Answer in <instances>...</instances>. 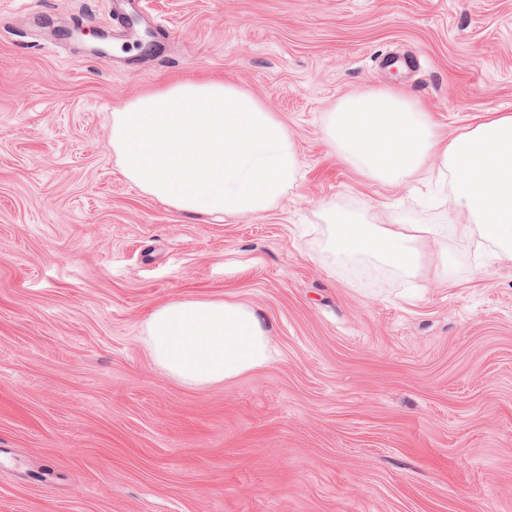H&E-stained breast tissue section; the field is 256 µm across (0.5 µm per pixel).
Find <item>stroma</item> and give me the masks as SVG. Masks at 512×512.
Returning <instances> with one entry per match:
<instances>
[{
  "instance_id": "stroma-1",
  "label": "stroma",
  "mask_w": 512,
  "mask_h": 512,
  "mask_svg": "<svg viewBox=\"0 0 512 512\" xmlns=\"http://www.w3.org/2000/svg\"><path fill=\"white\" fill-rule=\"evenodd\" d=\"M0 0V512H512V263L454 244L447 277L321 253L325 202L444 224L324 133L391 89L455 135L512 112V0ZM237 85L291 133L301 177L214 221L122 173L112 112L162 86ZM230 297L276 359L205 389L140 325Z\"/></svg>"
}]
</instances>
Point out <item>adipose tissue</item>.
<instances>
[{"instance_id":"adipose-tissue-1","label":"adipose tissue","mask_w":512,"mask_h":512,"mask_svg":"<svg viewBox=\"0 0 512 512\" xmlns=\"http://www.w3.org/2000/svg\"><path fill=\"white\" fill-rule=\"evenodd\" d=\"M324 132L337 158L371 182L450 184L454 212L447 224H400L323 204V249L335 264L444 276L452 238L512 262L511 113L447 137L413 101L380 89L339 100ZM111 144L142 191L208 217L263 214L300 171L295 142L275 112L230 84L188 81L127 101L112 114ZM141 341L157 370L191 388L234 380L273 359L264 320L225 297L185 296L151 308Z\"/></svg>"}]
</instances>
